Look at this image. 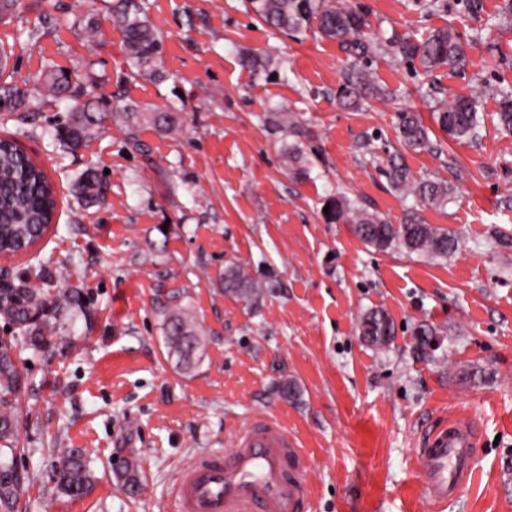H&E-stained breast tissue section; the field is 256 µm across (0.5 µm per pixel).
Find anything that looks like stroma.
Wrapping results in <instances>:
<instances>
[{
  "mask_svg": "<svg viewBox=\"0 0 512 512\" xmlns=\"http://www.w3.org/2000/svg\"><path fill=\"white\" fill-rule=\"evenodd\" d=\"M347 2L366 16L368 70L384 91L351 107L338 99L353 62L340 42L274 31L247 0H145L163 34L159 82L131 77L112 0H19L0 19L19 88L38 92L54 68L107 107L168 105L184 116L173 134L143 127L140 151L112 122L65 149L55 137L62 101L0 123V137L20 143L57 196L36 258L0 262V283L61 268L65 279L45 297L71 296L67 315L46 317L52 335L19 339L13 353L15 512H177L187 462L229 454L241 426L270 414L300 447L308 512H512V132L497 114L500 91L512 90L506 0H483L475 20L465 0ZM88 18L100 29L92 43L79 25ZM448 25L466 44L465 70L427 74L391 46ZM246 52L271 62L243 68ZM436 91L479 97L476 139L434 125ZM281 106L306 132L313 165L301 179L283 161L291 136L270 122ZM405 111L429 127L432 150L398 141ZM392 157L414 179L453 186L445 207L422 212L459 238L453 256L377 250L351 225L327 221L326 204L342 194L399 223L416 199L393 187ZM88 169L105 173L107 205L74 197ZM230 264L263 285L258 304L225 295L219 275ZM174 305L192 311L205 340L187 374L163 343L162 312ZM374 309L395 326L388 346L359 334ZM422 323L437 331L426 344L415 334ZM288 380L296 399L280 391ZM452 418L477 430L475 473L438 507L420 493L418 453L425 431ZM58 448L83 455L84 494L57 492ZM132 458L142 481L134 494L122 478Z\"/></svg>",
  "mask_w": 512,
  "mask_h": 512,
  "instance_id": "obj_1",
  "label": "stroma"
}]
</instances>
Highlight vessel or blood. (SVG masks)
Masks as SVG:
<instances>
[{"mask_svg":"<svg viewBox=\"0 0 512 512\" xmlns=\"http://www.w3.org/2000/svg\"><path fill=\"white\" fill-rule=\"evenodd\" d=\"M476 432L454 419L429 430L420 450L425 495L436 503L458 495L474 471ZM300 451L278 420L244 426L229 455L208 452L184 469L177 486L179 512H305L311 489L296 460Z\"/></svg>","mask_w":512,"mask_h":512,"instance_id":"obj_1","label":"vessel or blood"}]
</instances>
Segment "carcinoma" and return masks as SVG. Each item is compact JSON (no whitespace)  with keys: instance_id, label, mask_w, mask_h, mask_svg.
Here are the masks:
<instances>
[{"instance_id":"carcinoma-1","label":"carcinoma","mask_w":512,"mask_h":512,"mask_svg":"<svg viewBox=\"0 0 512 512\" xmlns=\"http://www.w3.org/2000/svg\"><path fill=\"white\" fill-rule=\"evenodd\" d=\"M253 12L269 27L294 33L312 29L324 37L344 40L355 53L357 61L343 75L339 97L350 104L380 94L363 60L368 57L370 45L359 39L366 26L365 16L341 0H249ZM112 22L123 34L125 49L134 77L160 81L163 50L161 34L150 23L139 0H113ZM396 53L411 61H418L427 71L446 66L461 70L467 65V54L461 36L452 28L438 29L425 40L395 42ZM45 96L71 102L65 124L56 131V137L74 150L94 137L107 117L92 99L81 101L87 95L85 88L70 80L63 71L48 69L43 79ZM0 100L5 102L0 112L23 119L31 112L27 96L15 88L0 84ZM479 99L476 97H444L433 111V118L442 132L454 139H474L480 125ZM499 122L512 130V92L503 91L499 100ZM120 119L127 143L139 149V133L149 124L159 131L172 132L182 127V115L171 109H141L127 107ZM398 136L414 150H428L432 146L428 129L412 112H403L398 123ZM289 169L302 176L309 172L312 162L299 143L285 149ZM392 183L413 194L423 206H440L449 201L452 188L448 183L428 179L412 181L407 168L393 160L387 171ZM82 200L89 204L105 201L107 188L93 172L84 173L78 182ZM56 200L54 190L44 171L21 152L10 140L0 139V250L14 252L31 245L43 228L53 220ZM327 219L353 225V231L365 244L379 250L402 249L408 253L448 258L459 249L458 238L423 221L416 211L407 213L400 224H392L376 213L352 206L338 197L330 203ZM57 272L38 269L16 283L0 287V315L8 318L25 335L45 340L52 329L35 324L34 312L45 308L43 289L56 278ZM224 294L243 299L250 304L259 301L262 289L239 266L224 270L221 278ZM162 330L168 353L177 357L179 368L188 373L201 359L203 338L190 311L180 305L167 309ZM359 332L373 344L386 346L393 335V323L388 314L379 309L364 314ZM14 345L0 342V512H13L18 478L15 475L17 448L13 444L15 406L9 395L21 383L11 352ZM60 466L56 472L57 489L66 495L77 496L89 483V474L81 455L73 448H60L56 453Z\"/></svg>"}]
</instances>
